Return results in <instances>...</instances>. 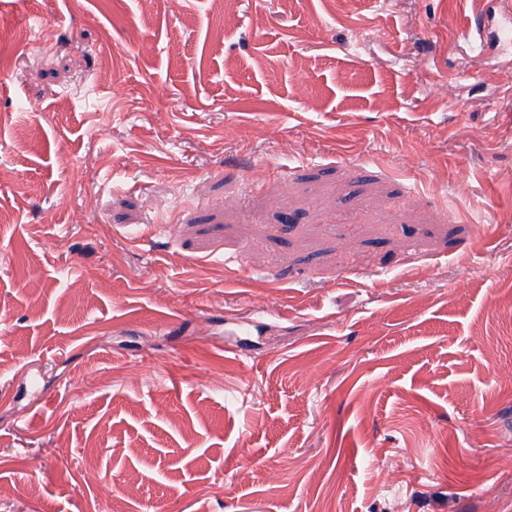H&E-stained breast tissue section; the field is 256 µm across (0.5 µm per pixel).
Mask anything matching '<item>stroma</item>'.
<instances>
[{
	"mask_svg": "<svg viewBox=\"0 0 512 512\" xmlns=\"http://www.w3.org/2000/svg\"><path fill=\"white\" fill-rule=\"evenodd\" d=\"M498 23L0 0V512H512Z\"/></svg>",
	"mask_w": 512,
	"mask_h": 512,
	"instance_id": "obj_1",
	"label": "stroma"
}]
</instances>
